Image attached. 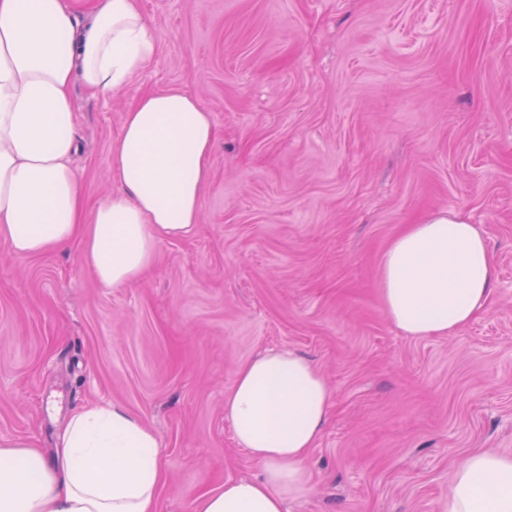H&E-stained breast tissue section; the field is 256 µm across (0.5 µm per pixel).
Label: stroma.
Returning a JSON list of instances; mask_svg holds the SVG:
<instances>
[{"label":"stroma","mask_w":512,"mask_h":512,"mask_svg":"<svg viewBox=\"0 0 512 512\" xmlns=\"http://www.w3.org/2000/svg\"><path fill=\"white\" fill-rule=\"evenodd\" d=\"M160 51L115 94L73 83L87 206L144 94L192 91L215 150L195 232L141 280L101 286L80 244L0 243V437L52 452L65 420L119 403L156 433L159 512L255 478L224 395L266 351L314 362L329 421L289 512H447L466 454L512 455V0H140ZM466 212L496 258L449 336L386 318L383 253Z\"/></svg>","instance_id":"stroma-1"}]
</instances>
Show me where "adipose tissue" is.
I'll return each mask as SVG.
<instances>
[{"label": "adipose tissue", "instance_id": "ef3b65f1", "mask_svg": "<svg viewBox=\"0 0 512 512\" xmlns=\"http://www.w3.org/2000/svg\"><path fill=\"white\" fill-rule=\"evenodd\" d=\"M158 53L139 0H96L81 23L70 0H0V242L27 258L80 243L107 288L138 279L158 245L194 233L210 178L211 112L183 88L144 95L112 146L114 192L86 209L73 158V79L93 93L123 88ZM495 257L469 216L451 211L409 225L381 262L388 321L415 338L445 336L486 305ZM331 393L292 350L246 362L224 396L237 444L262 471L207 492L194 512H285L310 488L307 457ZM160 442L143 418L112 403L73 414L54 456L0 438V512H157ZM448 512H512V456L469 453Z\"/></svg>", "mask_w": 512, "mask_h": 512}]
</instances>
